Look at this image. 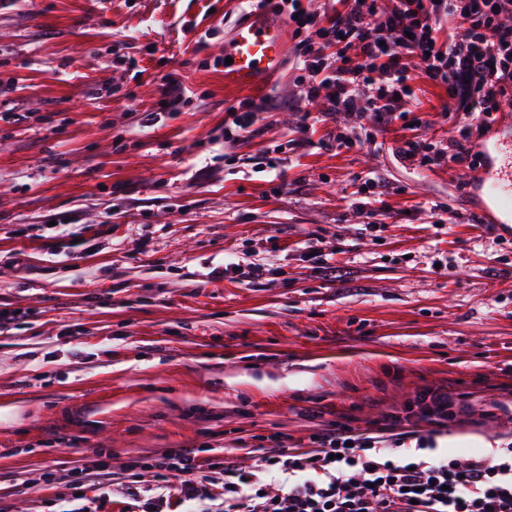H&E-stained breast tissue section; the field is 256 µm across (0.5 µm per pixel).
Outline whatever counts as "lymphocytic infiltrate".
Segmentation results:
<instances>
[{
  "instance_id": "lymphocytic-infiltrate-1",
  "label": "lymphocytic infiltrate",
  "mask_w": 512,
  "mask_h": 512,
  "mask_svg": "<svg viewBox=\"0 0 512 512\" xmlns=\"http://www.w3.org/2000/svg\"><path fill=\"white\" fill-rule=\"evenodd\" d=\"M291 16L300 99L321 102L317 121L371 115L375 127L395 121L421 126L409 108L408 60L445 87L448 108L464 113L448 143L403 138L401 157L423 166L444 161L475 168L474 131H485L512 99V0H343L314 12L302 0H277ZM453 27L439 41L444 21ZM418 418L431 427L466 414L448 392L424 395ZM121 483L124 512H512V441L488 452L439 450L414 430L357 431L333 425L312 434L307 447L275 441L258 471L194 450L131 460ZM153 473L143 484L139 473ZM224 499L208 491L214 472ZM182 476L171 483L170 473Z\"/></svg>"
}]
</instances>
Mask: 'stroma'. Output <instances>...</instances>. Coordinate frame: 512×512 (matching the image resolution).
Here are the masks:
<instances>
[{
	"label": "stroma",
	"mask_w": 512,
	"mask_h": 512,
	"mask_svg": "<svg viewBox=\"0 0 512 512\" xmlns=\"http://www.w3.org/2000/svg\"><path fill=\"white\" fill-rule=\"evenodd\" d=\"M243 8L0 4V113L20 116L0 120V310L15 314L0 332V512H60L75 468L93 512H120L100 464L121 478L188 448L241 462L275 435L385 426L439 388L471 413L437 447L488 451L512 431V231L458 223L480 213L472 169L403 160L400 123L339 152L333 123L300 131L290 66L254 97L261 133L225 142L224 109L245 95L219 60ZM171 75L188 104L143 126ZM409 75L418 136L446 142L445 88ZM370 171L389 192L361 211ZM64 226L85 240L67 260L48 249L71 245ZM316 236L343 278L304 260ZM230 249L265 279H226Z\"/></svg>",
	"instance_id": "obj_1"
}]
</instances>
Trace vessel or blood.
I'll list each match as a JSON object with an SVG mask.
<instances>
[{"label": "vessel or blood", "mask_w": 512, "mask_h": 512, "mask_svg": "<svg viewBox=\"0 0 512 512\" xmlns=\"http://www.w3.org/2000/svg\"><path fill=\"white\" fill-rule=\"evenodd\" d=\"M289 53L287 22L277 10L251 6L224 39V82L250 95L263 90L284 70ZM486 159L475 181L484 197L482 212L495 224L512 223V140L493 138L483 146Z\"/></svg>", "instance_id": "obj_1"}]
</instances>
